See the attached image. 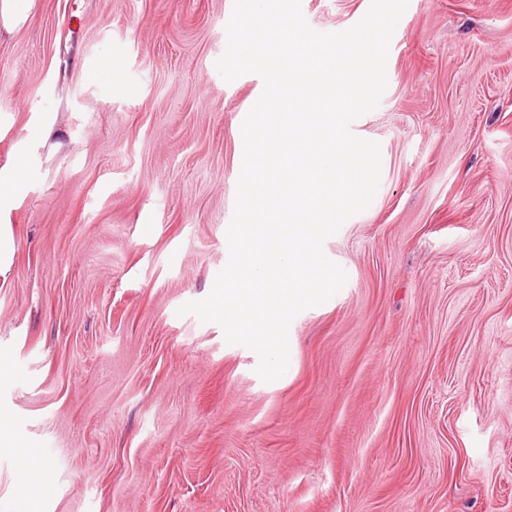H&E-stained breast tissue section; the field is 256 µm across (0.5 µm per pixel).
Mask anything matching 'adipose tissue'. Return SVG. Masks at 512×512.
<instances>
[{
	"label": "adipose tissue",
	"instance_id": "1",
	"mask_svg": "<svg viewBox=\"0 0 512 512\" xmlns=\"http://www.w3.org/2000/svg\"><path fill=\"white\" fill-rule=\"evenodd\" d=\"M56 122L52 116L43 117L17 148L18 163L0 166V275L9 271L14 258V241L7 217L16 200L26 189L24 177L18 171L19 162H32L37 151L51 138L57 137Z\"/></svg>",
	"mask_w": 512,
	"mask_h": 512
}]
</instances>
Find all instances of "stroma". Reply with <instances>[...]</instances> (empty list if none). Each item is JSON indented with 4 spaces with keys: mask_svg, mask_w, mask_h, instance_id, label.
<instances>
[{
    "mask_svg": "<svg viewBox=\"0 0 512 512\" xmlns=\"http://www.w3.org/2000/svg\"><path fill=\"white\" fill-rule=\"evenodd\" d=\"M370 0H301L340 32ZM233 0H40L0 45V164L44 146L0 276V512H512V0H409L370 207L323 249L348 280L286 373L183 304L228 262L241 125ZM51 483L33 499L19 458Z\"/></svg>",
    "mask_w": 512,
    "mask_h": 512,
    "instance_id": "35a3bbf8",
    "label": "stroma"
}]
</instances>
